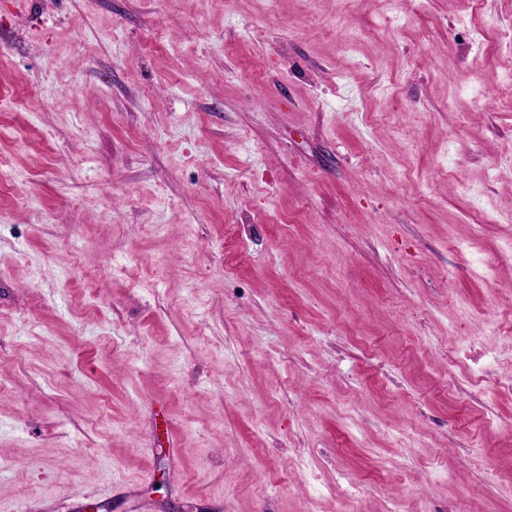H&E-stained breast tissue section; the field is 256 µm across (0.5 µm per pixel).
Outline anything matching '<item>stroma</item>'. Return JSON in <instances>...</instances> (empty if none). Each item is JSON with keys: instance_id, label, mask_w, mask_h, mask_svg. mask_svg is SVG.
Segmentation results:
<instances>
[{"instance_id": "35a3bbf8", "label": "stroma", "mask_w": 512, "mask_h": 512, "mask_svg": "<svg viewBox=\"0 0 512 512\" xmlns=\"http://www.w3.org/2000/svg\"><path fill=\"white\" fill-rule=\"evenodd\" d=\"M511 39L0 0V512H512ZM511 42L509 43V55L505 60L502 68L495 74V80L501 89V97L503 106L511 111L512 110V55H511Z\"/></svg>"}]
</instances>
